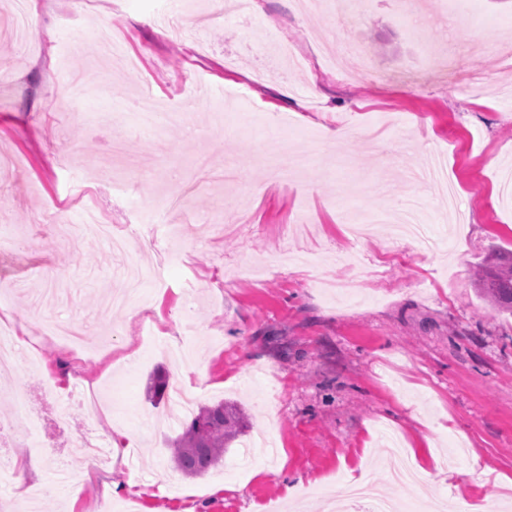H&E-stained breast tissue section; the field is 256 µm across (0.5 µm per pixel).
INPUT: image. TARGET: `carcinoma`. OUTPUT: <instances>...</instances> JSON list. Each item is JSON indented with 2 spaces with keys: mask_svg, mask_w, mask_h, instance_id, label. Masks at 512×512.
I'll return each instance as SVG.
<instances>
[{
  "mask_svg": "<svg viewBox=\"0 0 512 512\" xmlns=\"http://www.w3.org/2000/svg\"><path fill=\"white\" fill-rule=\"evenodd\" d=\"M476 288L498 312L512 315V253L494 249L479 265ZM168 388L167 377L150 379L147 397L159 404ZM246 428V415L233 403L219 402L201 408L171 441V458L178 470L203 476L224 458V451Z\"/></svg>",
  "mask_w": 512,
  "mask_h": 512,
  "instance_id": "obj_1",
  "label": "carcinoma"
}]
</instances>
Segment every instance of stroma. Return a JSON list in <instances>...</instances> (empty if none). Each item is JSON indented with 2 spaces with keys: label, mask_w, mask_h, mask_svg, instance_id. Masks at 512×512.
Returning a JSON list of instances; mask_svg holds the SVG:
<instances>
[{
  "label": "stroma",
  "mask_w": 512,
  "mask_h": 512,
  "mask_svg": "<svg viewBox=\"0 0 512 512\" xmlns=\"http://www.w3.org/2000/svg\"><path fill=\"white\" fill-rule=\"evenodd\" d=\"M400 3L340 23L337 0L306 13L255 0L250 18L229 4L218 22L207 2L43 0L22 34L0 0V322L31 338L0 380V423L21 399L41 417L0 450L37 469L0 480V512H28L43 477L55 490L39 512H326L365 475L398 505L512 512V318L472 281L490 246L512 251V0H471L465 40L446 0H420L418 37ZM101 30L141 75L86 53ZM338 41L379 78L336 70L324 46ZM474 71L490 91L464 90ZM147 92L188 124L145 136ZM327 126L356 135L339 148ZM110 179L128 193L99 207L136 229L144 268L164 269L123 308L103 302L124 255L51 225L82 221L56 198ZM187 180L199 191L153 242ZM159 370L195 407L247 416L204 476L171 461L190 416L148 401ZM86 395L106 415L90 428ZM118 431L125 448L85 467L88 438ZM394 436L422 485L389 480Z\"/></svg>",
  "instance_id": "obj_1"
}]
</instances>
